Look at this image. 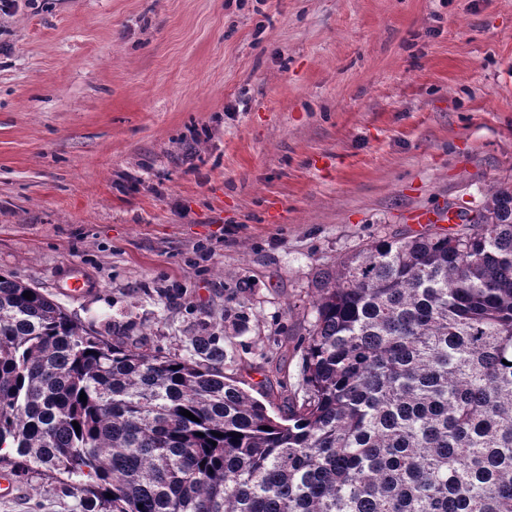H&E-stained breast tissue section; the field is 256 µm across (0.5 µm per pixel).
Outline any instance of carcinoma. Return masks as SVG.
<instances>
[{
  "label": "carcinoma",
  "mask_w": 512,
  "mask_h": 512,
  "mask_svg": "<svg viewBox=\"0 0 512 512\" xmlns=\"http://www.w3.org/2000/svg\"><path fill=\"white\" fill-rule=\"evenodd\" d=\"M446 219L316 278L279 416L207 324L153 353L3 277L0 465H36L78 512H512V186Z\"/></svg>",
  "instance_id": "carcinoma-1"
}]
</instances>
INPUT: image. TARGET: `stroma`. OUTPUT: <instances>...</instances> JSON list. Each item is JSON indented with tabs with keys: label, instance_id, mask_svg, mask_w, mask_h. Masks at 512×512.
Returning a JSON list of instances; mask_svg holds the SVG:
<instances>
[{
	"label": "stroma",
	"instance_id": "1",
	"mask_svg": "<svg viewBox=\"0 0 512 512\" xmlns=\"http://www.w3.org/2000/svg\"><path fill=\"white\" fill-rule=\"evenodd\" d=\"M512 183V0H19L0 17V274L279 408L319 272ZM86 293L70 297L72 279ZM288 353H281V346ZM0 512H75L40 469Z\"/></svg>",
	"mask_w": 512,
	"mask_h": 512
}]
</instances>
